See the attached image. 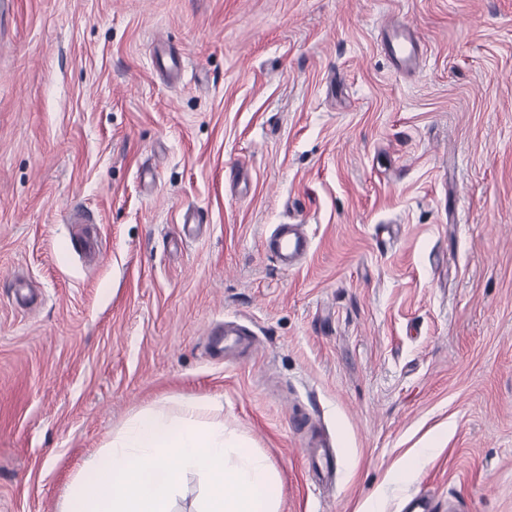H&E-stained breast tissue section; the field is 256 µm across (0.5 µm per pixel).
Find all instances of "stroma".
Returning <instances> with one entry per match:
<instances>
[{
    "label": "stroma",
    "instance_id": "stroma-1",
    "mask_svg": "<svg viewBox=\"0 0 512 512\" xmlns=\"http://www.w3.org/2000/svg\"><path fill=\"white\" fill-rule=\"evenodd\" d=\"M391 22L426 41L414 75ZM278 224L313 238L299 269L263 250ZM228 321L255 352L209 355ZM189 397L269 458L280 512H512V0H15L0 512H62ZM380 45L395 73L405 75L419 65L421 41L413 29L387 24L383 27Z\"/></svg>",
    "mask_w": 512,
    "mask_h": 512
}]
</instances>
